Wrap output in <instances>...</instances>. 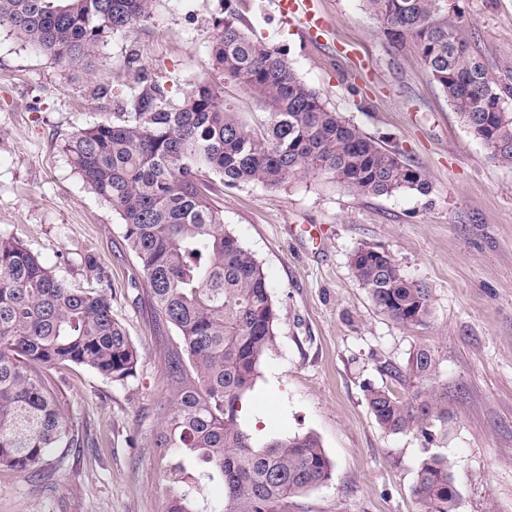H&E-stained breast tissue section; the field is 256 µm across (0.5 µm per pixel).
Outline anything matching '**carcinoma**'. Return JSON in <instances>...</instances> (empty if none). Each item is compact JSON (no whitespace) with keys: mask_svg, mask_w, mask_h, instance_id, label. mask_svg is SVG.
<instances>
[{"mask_svg":"<svg viewBox=\"0 0 512 512\" xmlns=\"http://www.w3.org/2000/svg\"><path fill=\"white\" fill-rule=\"evenodd\" d=\"M241 0H220L210 45L211 75L174 99L147 75L130 45V95L112 120L76 128L64 142L74 170L111 205L145 275L161 323L181 336L185 355L170 357L175 385L156 447L168 458L164 512H288L292 498L328 483L330 463L312 434L260 441L240 421L263 356L275 343L277 309L262 264L224 228V211L208 193L260 183L280 188L301 174L323 176L364 196L426 195L430 183L401 153L380 145L293 69L286 50L240 26ZM391 42L417 45L439 86L491 159L512 166V68L495 74L465 36L459 0H363ZM156 0H0V27L65 69L94 72L107 38L149 21ZM265 112L251 126L225 85ZM350 264L374 305L401 325L428 322V286L409 278L387 252L359 248ZM198 384L185 385L183 358ZM138 353L102 292L70 287L18 239L0 234V465L28 473L57 448L73 445V424L47 373L71 363L114 382L135 376ZM395 380L429 382L430 350ZM366 401L389 433L431 428L448 418L444 394L432 388L408 400L369 386ZM224 488L213 501L211 484ZM413 492L426 512H456L458 492L448 459L429 454Z\"/></svg>","mask_w":512,"mask_h":512,"instance_id":"carcinoma-1","label":"carcinoma"}]
</instances>
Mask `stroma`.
I'll list each match as a JSON object with an SVG mask.
<instances>
[{
	"instance_id": "35a3bbf8",
	"label": "stroma",
	"mask_w": 512,
	"mask_h": 512,
	"mask_svg": "<svg viewBox=\"0 0 512 512\" xmlns=\"http://www.w3.org/2000/svg\"><path fill=\"white\" fill-rule=\"evenodd\" d=\"M241 23L287 49L302 80L381 145L403 151L428 195H356L306 175L272 190L218 187L224 226L263 265L278 308L276 340L241 417L258 438L316 434L331 481L289 512H424L413 493L426 453L448 459L457 512H512V167L493 162L428 76L413 44L395 48L363 0H320L335 43L249 0ZM467 38L491 71L512 64V0H461ZM219 0H158L152 20L108 38L93 75L56 66L0 29V232L19 238L74 288L112 298L139 360L126 382L63 364L49 378L77 444L35 469L0 466V512H164L166 461L155 446L170 405L178 333L157 322L144 275L111 206L63 151L81 126L111 120L129 92L126 47L181 95L209 74ZM349 44L355 59L339 54ZM102 84L110 96L97 98ZM361 247L388 252L431 291L432 314L404 326L379 310L350 266ZM430 349L448 420L431 437L380 428L366 386L427 390L380 367Z\"/></svg>"
}]
</instances>
